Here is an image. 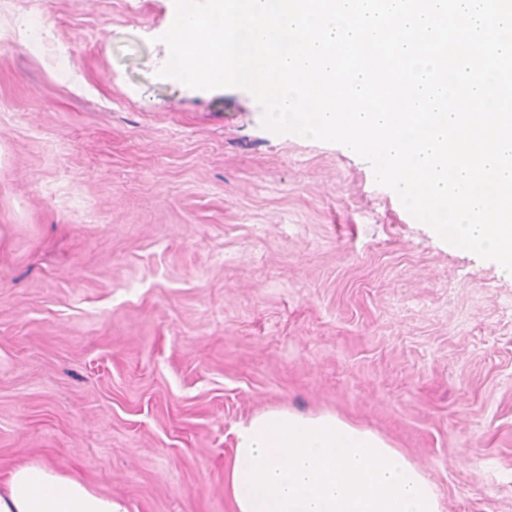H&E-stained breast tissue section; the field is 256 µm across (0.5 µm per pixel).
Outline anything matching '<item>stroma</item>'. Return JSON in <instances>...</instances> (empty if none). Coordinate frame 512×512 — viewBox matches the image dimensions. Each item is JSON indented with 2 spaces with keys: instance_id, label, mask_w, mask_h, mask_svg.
<instances>
[{
  "instance_id": "35a3bbf8",
  "label": "stroma",
  "mask_w": 512,
  "mask_h": 512,
  "mask_svg": "<svg viewBox=\"0 0 512 512\" xmlns=\"http://www.w3.org/2000/svg\"><path fill=\"white\" fill-rule=\"evenodd\" d=\"M172 20L0 0V471L234 512L235 427L285 404L389 439L443 512H512V274L248 91L159 77ZM18 30L22 39L30 48H37L50 36L51 32L48 27L40 22L24 17L19 20Z\"/></svg>"
}]
</instances>
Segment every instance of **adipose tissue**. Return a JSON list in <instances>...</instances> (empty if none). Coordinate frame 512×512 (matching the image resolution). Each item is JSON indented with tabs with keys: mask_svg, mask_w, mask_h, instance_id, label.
<instances>
[{
	"mask_svg": "<svg viewBox=\"0 0 512 512\" xmlns=\"http://www.w3.org/2000/svg\"><path fill=\"white\" fill-rule=\"evenodd\" d=\"M225 486L235 512H442L422 469L379 434L331 413H254L235 432ZM0 512H127L45 464L0 477Z\"/></svg>",
	"mask_w": 512,
	"mask_h": 512,
	"instance_id": "obj_1",
	"label": "adipose tissue"
}]
</instances>
